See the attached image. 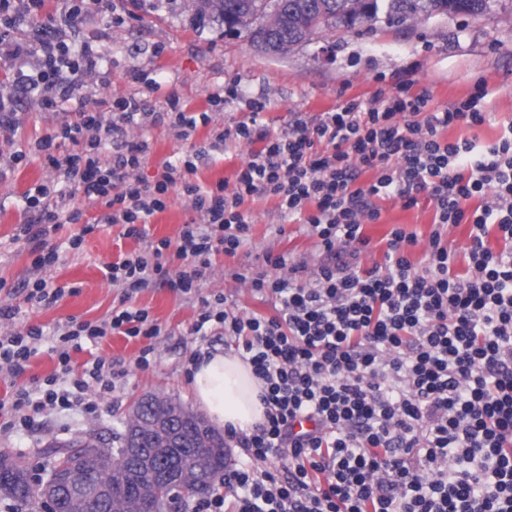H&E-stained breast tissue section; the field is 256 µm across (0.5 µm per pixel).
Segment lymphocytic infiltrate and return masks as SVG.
<instances>
[{
	"label": "lymphocytic infiltrate",
	"instance_id": "obj_1",
	"mask_svg": "<svg viewBox=\"0 0 512 512\" xmlns=\"http://www.w3.org/2000/svg\"><path fill=\"white\" fill-rule=\"evenodd\" d=\"M44 3L0 0V27L42 22V40L12 53L43 57L40 104L54 112L76 94L56 80L58 63L94 76L101 55L92 44L74 52L58 40ZM486 95L481 85L435 108L427 92L402 83L368 103L354 97L326 112L289 113L277 131L259 124V98L245 101L243 119L215 125L214 115L237 99L233 90L211 96L209 111L198 113L172 96L152 112L139 97L116 96L107 111L79 108L37 142L54 176L25 197L22 233L42 246L35 269L55 263L45 243L63 225L81 224L69 240L76 249L100 223L147 240L150 218L175 194L191 211L177 240L149 242L147 253L107 265L125 303L101 322L71 319L54 347L62 369L71 351L110 333L159 338L160 326L132 299L149 288L195 292L215 255L248 246L247 202L274 199L283 219L320 239L324 257L309 279L282 256L268 258L266 271L232 273L237 284L275 296L276 315H246L224 296L201 301L193 333L216 330L235 344L263 383L266 419L248 433L227 431L249 462L225 473L223 492L195 501L192 512H224L229 500L235 512H512V251H493L487 240L494 230L512 241V136L480 154L469 141L443 138L451 126L484 124ZM144 115L184 140L204 126L211 148L251 150L232 180L212 186L197 181L193 150L148 179L140 171L150 143L127 137ZM63 140L72 151L58 153ZM118 140L124 151L105 158V143ZM79 194L100 207L96 222H82L72 204ZM382 196L406 209L432 201L437 230L426 273L406 253L416 235L400 227L388 235L384 263L362 268L363 226L380 219L373 200ZM459 224L470 227L469 269L452 276L440 230ZM42 336L34 325L1 335L0 365L24 370ZM122 375L96 359L73 389L48 377L36 391L0 400V415L67 409L86 391L111 393ZM271 459L275 471L256 477L254 463Z\"/></svg>",
	"mask_w": 512,
	"mask_h": 512
}]
</instances>
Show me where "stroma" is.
Masks as SVG:
<instances>
[{
    "label": "stroma",
    "instance_id": "35a3bbf8",
    "mask_svg": "<svg viewBox=\"0 0 512 512\" xmlns=\"http://www.w3.org/2000/svg\"><path fill=\"white\" fill-rule=\"evenodd\" d=\"M191 5V0H114L112 12L121 17L115 24L109 22V14L88 6L78 27L59 28L58 35L73 47L85 42L95 45L102 53V75L94 79L66 70L60 74L61 81L80 86V95L89 105L131 94L155 108L172 95L193 112L207 110L211 95L233 83L241 100H266L263 118L275 128L284 127L289 113L324 112L354 96L367 100L405 80L413 81L415 90L428 91L436 107L464 98L482 84L488 90L484 100L488 122L475 128L452 127L445 139H466L482 151L496 143L512 122V2L482 19L437 15L402 25L382 21L370 28L329 29L320 38L278 56L257 51L247 34H225L220 17L196 27L190 21ZM40 66L39 57L33 54L0 60V96L17 101L13 129L0 130V283L5 286L0 302L17 311L9 329L29 325L44 329V338L24 371L15 374L0 369L3 400L17 389L39 386L57 372L58 359L52 350L55 331L74 318L105 320L119 307L123 290L105 277V267L122 255L144 250L146 242L122 236L120 227L106 225L87 235L80 248L72 249L68 239L80 227L65 225L47 241L48 247L57 250L58 259L42 276L53 286L69 287V294L44 305L27 302L21 293L34 259L33 243L19 235L26 219L23 199L52 174L34 146L62 121L64 112L76 107L71 100L62 111L41 110L40 90L28 89L23 83ZM137 71L146 74V81L133 80ZM132 134L151 143L152 152L143 168L147 176L155 175L161 163L179 155L187 145L205 149L208 137L202 127L188 143L148 118ZM17 150L27 153L19 165L11 158ZM249 151L244 144L225 155L206 152L198 163V180L209 185L232 179ZM377 205L380 219L363 229L371 242L364 266L383 263L386 239L393 228L401 227L417 236L418 243L408 256L417 268H424L435 229L432 202L424 199L411 209L391 199L378 200ZM250 208L254 218L250 246L233 256L217 255L214 271L198 293L150 288L138 294L134 305L147 309L161 325L164 334L160 339L152 343L115 333L72 352L71 366L77 376L94 358L123 365L127 374L116 379L111 393L90 395L84 405L71 409H47L29 420H17L14 428L0 430V451H10L39 479L48 467L44 448L49 441L92 434L111 442L113 434L122 431L130 406L145 394L161 392L193 406L188 376L191 358L224 345L217 335L192 334L200 298L225 293L237 310L271 317L276 313L274 297L236 284L230 270L241 266L263 270L270 254L311 269L320 260L318 237L305 225L282 222L274 200H257ZM150 345L155 352L149 366L138 367L137 357Z\"/></svg>",
    "mask_w": 512,
    "mask_h": 512
}]
</instances>
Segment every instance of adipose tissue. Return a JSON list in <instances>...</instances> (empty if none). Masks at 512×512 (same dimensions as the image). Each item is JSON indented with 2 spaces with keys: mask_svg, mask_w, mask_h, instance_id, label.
Segmentation results:
<instances>
[{
  "mask_svg": "<svg viewBox=\"0 0 512 512\" xmlns=\"http://www.w3.org/2000/svg\"><path fill=\"white\" fill-rule=\"evenodd\" d=\"M262 388L249 363L236 354L217 350L192 367L195 403L218 430L248 432L263 423Z\"/></svg>",
  "mask_w": 512,
  "mask_h": 512,
  "instance_id": "ef3b65f1",
  "label": "adipose tissue"
}]
</instances>
